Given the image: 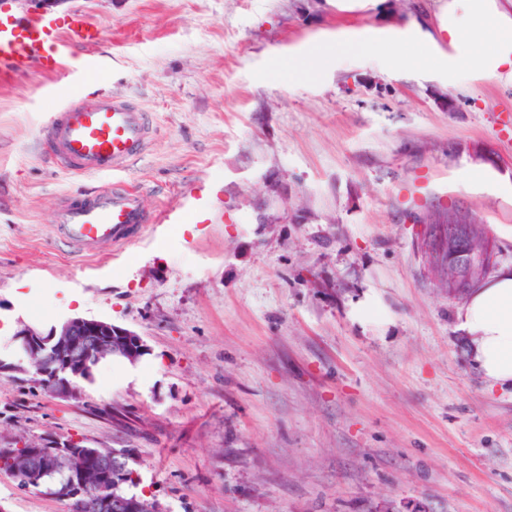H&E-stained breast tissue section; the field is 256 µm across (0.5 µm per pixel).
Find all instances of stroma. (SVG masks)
<instances>
[{"label":"stroma","instance_id":"obj_1","mask_svg":"<svg viewBox=\"0 0 512 512\" xmlns=\"http://www.w3.org/2000/svg\"><path fill=\"white\" fill-rule=\"evenodd\" d=\"M339 14L324 0H63L102 32L55 73L0 79V333L83 317L135 331L62 400L0 374V447L57 434L126 448L164 512H512V388L489 387L457 328L463 297L422 245L444 213L481 224L512 265V86L451 87L354 60L274 72L313 35L429 13ZM107 95L148 112L122 173L154 210L201 186L210 224H169L122 259L78 258L52 224L110 187L44 157L42 126ZM486 171L491 186L459 181ZM432 190L403 193L417 172ZM373 296L375 310L355 317ZM58 483L0 475V512H69Z\"/></svg>","mask_w":512,"mask_h":512}]
</instances>
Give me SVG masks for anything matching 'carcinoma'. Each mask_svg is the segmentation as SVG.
I'll use <instances>...</instances> for the list:
<instances>
[{"label": "carcinoma", "mask_w": 512, "mask_h": 512, "mask_svg": "<svg viewBox=\"0 0 512 512\" xmlns=\"http://www.w3.org/2000/svg\"><path fill=\"white\" fill-rule=\"evenodd\" d=\"M44 452L46 449L39 447V439L20 435L11 445L0 448V474L10 477L24 457L37 459ZM52 452L54 456L48 464L53 467V473L47 479H59L60 492L74 497L71 512H86L82 505L102 500L123 504L119 512H155V501L144 496H129L123 491L124 485L133 483L126 449H121L118 469L103 460L104 456L112 454L110 448L99 449L98 457L84 455L78 448H54Z\"/></svg>", "instance_id": "1"}]
</instances>
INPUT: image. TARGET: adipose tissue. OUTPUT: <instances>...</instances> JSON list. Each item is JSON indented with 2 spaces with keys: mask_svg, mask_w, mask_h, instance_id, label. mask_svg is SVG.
<instances>
[{
  "mask_svg": "<svg viewBox=\"0 0 512 512\" xmlns=\"http://www.w3.org/2000/svg\"><path fill=\"white\" fill-rule=\"evenodd\" d=\"M434 17L428 28L414 18L366 33L317 35L289 57L288 70L326 72L364 58L390 75L412 70L459 86H512V0H435ZM457 318L487 384L512 387V267L475 290Z\"/></svg>",
  "mask_w": 512,
  "mask_h": 512,
  "instance_id": "1",
  "label": "adipose tissue"
}]
</instances>
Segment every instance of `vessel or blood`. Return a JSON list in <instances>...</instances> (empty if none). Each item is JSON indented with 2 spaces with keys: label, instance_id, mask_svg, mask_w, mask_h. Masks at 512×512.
<instances>
[{
  "label": "vessel or blood",
  "instance_id": "1",
  "mask_svg": "<svg viewBox=\"0 0 512 512\" xmlns=\"http://www.w3.org/2000/svg\"><path fill=\"white\" fill-rule=\"evenodd\" d=\"M100 36V29L77 11L0 16V75L23 73L35 63L46 71H57L70 41L91 47ZM149 141L144 113L113 97L63 105L52 113L43 130L49 157L76 174L124 171L143 156ZM213 213L210 195L197 186L149 211L142 204L138 187L116 185L66 199L56 211L53 233L76 255H92L108 246L116 260L148 231L157 232L164 225L189 218L208 224Z\"/></svg>",
  "mask_w": 512,
  "mask_h": 512
}]
</instances>
